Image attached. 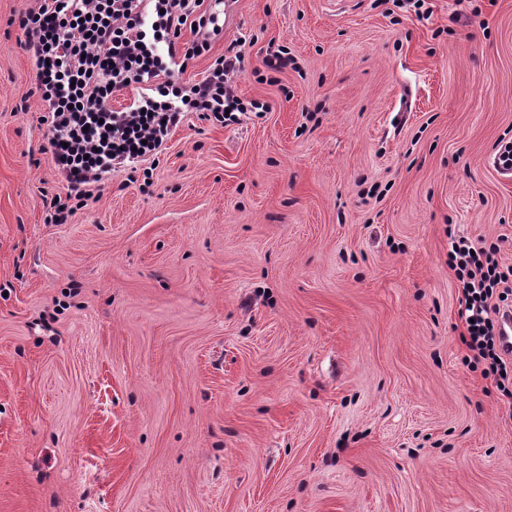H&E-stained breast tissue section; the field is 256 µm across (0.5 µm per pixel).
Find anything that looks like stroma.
<instances>
[{
    "label": "stroma",
    "instance_id": "stroma-1",
    "mask_svg": "<svg viewBox=\"0 0 512 512\" xmlns=\"http://www.w3.org/2000/svg\"><path fill=\"white\" fill-rule=\"evenodd\" d=\"M0 0V512H512V398L463 362L448 233L512 265V0H224L152 184L66 224ZM290 63L275 73L268 47Z\"/></svg>",
    "mask_w": 512,
    "mask_h": 512
}]
</instances>
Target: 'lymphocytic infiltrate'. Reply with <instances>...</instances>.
Instances as JSON below:
<instances>
[{"mask_svg":"<svg viewBox=\"0 0 512 512\" xmlns=\"http://www.w3.org/2000/svg\"><path fill=\"white\" fill-rule=\"evenodd\" d=\"M17 21L45 106L42 151L63 185L46 203L50 223H67L113 172L137 182L187 113L220 121L240 104L233 80L240 43L216 57L200 80L184 79L190 62L211 49L202 33L214 19L204 0H39ZM188 25L198 31L190 41L182 38ZM125 92L126 106L112 109L109 99ZM451 244L448 265L462 293L466 361L507 391L512 357L499 347L496 320L512 297V266L500 262L498 245L464 238Z\"/></svg>","mask_w":512,"mask_h":512,"instance_id":"f902f5d3","label":"lymphocytic infiltrate"}]
</instances>
